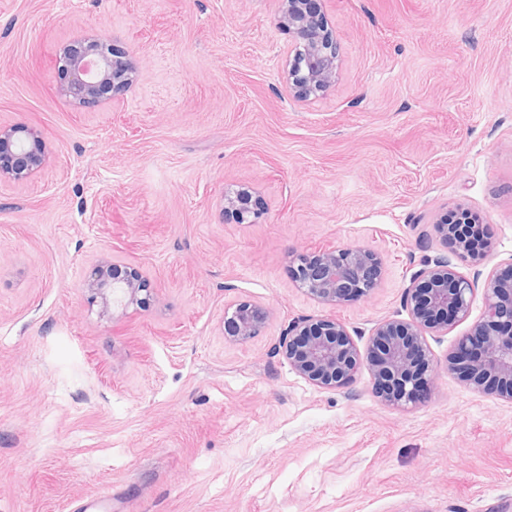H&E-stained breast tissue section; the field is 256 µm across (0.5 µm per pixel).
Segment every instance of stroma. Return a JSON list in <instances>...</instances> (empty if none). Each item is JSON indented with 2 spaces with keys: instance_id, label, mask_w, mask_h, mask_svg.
I'll list each match as a JSON object with an SVG mask.
<instances>
[{
  "instance_id": "stroma-1",
  "label": "stroma",
  "mask_w": 512,
  "mask_h": 512,
  "mask_svg": "<svg viewBox=\"0 0 512 512\" xmlns=\"http://www.w3.org/2000/svg\"><path fill=\"white\" fill-rule=\"evenodd\" d=\"M278 6L0 0V125L51 150L0 183V512H512V403L443 371L399 410L367 371L320 390L277 350L298 317L367 334L400 311L444 205L491 234L479 269L512 262V0H322L339 74L305 101ZM84 38L138 68L92 108L57 96ZM242 188L252 224L223 212ZM339 246L381 276L332 307L290 268ZM103 259L141 270L146 306L88 304ZM242 301L268 320L237 341ZM267 321V314L261 307L249 302L234 305L229 316L224 313V334L239 341L248 340L261 333Z\"/></svg>"
}]
</instances>
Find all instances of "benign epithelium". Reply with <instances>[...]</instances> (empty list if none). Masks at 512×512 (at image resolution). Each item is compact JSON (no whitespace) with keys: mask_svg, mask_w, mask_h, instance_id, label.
Returning a JSON list of instances; mask_svg holds the SVG:
<instances>
[{"mask_svg":"<svg viewBox=\"0 0 512 512\" xmlns=\"http://www.w3.org/2000/svg\"><path fill=\"white\" fill-rule=\"evenodd\" d=\"M321 0H279L278 27L293 38L288 59V95L302 100L330 90L336 83L338 60L332 34L320 11ZM59 71L64 76L58 97L81 107L96 106L114 91L133 82L135 62L126 54L106 50L96 40L78 41L64 51ZM49 150L42 133L18 122L0 126V181L21 182L47 164ZM224 211L239 224L258 218L252 195L240 191L224 198ZM477 224L467 207L456 205L434 221L436 235L451 248V255L426 257L410 277L402 304L405 318L378 322L360 350L354 337L336 318H297L281 333L282 347L292 369L311 385L327 390L348 387L360 369L371 376L376 397L398 407L416 405L438 373L427 340L429 331H446L468 318L471 300L479 289L458 270L454 260L478 263L491 249L486 242L475 252L469 240L455 236L452 224ZM510 271H490L483 283L484 317L458 338L445 358L444 369L470 389L512 402V262ZM295 282L322 303L336 307L355 302L373 289L381 274L378 257L357 246L328 248L301 256L292 270ZM147 281L142 273L121 261L102 260L81 283L87 301L108 315L143 306ZM267 314L249 302L234 305L224 316V335L239 341L261 333Z\"/></svg>","mask_w":512,"mask_h":512,"instance_id":"obj_1","label":"benign epithelium"}]
</instances>
